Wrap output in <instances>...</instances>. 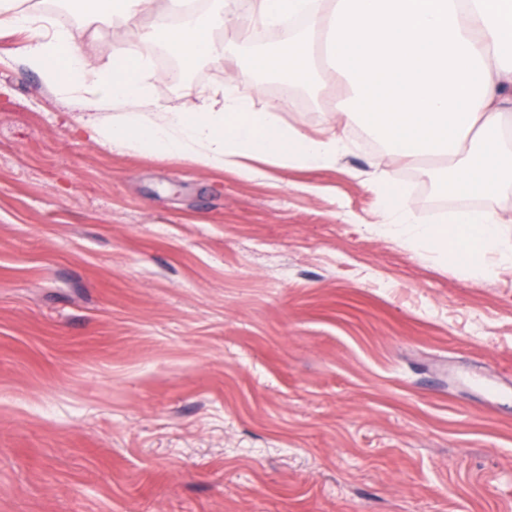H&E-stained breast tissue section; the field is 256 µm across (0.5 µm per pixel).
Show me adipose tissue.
I'll return each mask as SVG.
<instances>
[{
  "instance_id": "obj_1",
  "label": "adipose tissue",
  "mask_w": 512,
  "mask_h": 512,
  "mask_svg": "<svg viewBox=\"0 0 512 512\" xmlns=\"http://www.w3.org/2000/svg\"><path fill=\"white\" fill-rule=\"evenodd\" d=\"M258 20L275 25L306 15L315 26L288 45L253 54L230 77L221 106L157 114L145 109L141 76L147 62L137 43L117 48L110 70H97L70 35L69 13L49 31H36L26 53L61 98L92 85L93 107L113 102L124 109L111 122L88 119L92 140L128 151L187 156L203 166L231 167L250 177L253 158L284 168H330L348 150L341 131L358 125L411 164L426 157L448 162L444 186L486 202L478 212L460 211L452 231L417 225L407 195L387 171L371 183L386 195L390 233L408 245L441 254L456 233L466 255L465 277L490 278L512 266V239L504 232L512 215L497 202L512 194V0H255ZM221 13L192 14L160 35L184 66L215 52L211 29ZM333 70L347 95L327 131L310 135L280 124L269 112L250 111L260 93L259 76L313 87Z\"/></svg>"
}]
</instances>
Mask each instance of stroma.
Listing matches in <instances>:
<instances>
[{"mask_svg": "<svg viewBox=\"0 0 512 512\" xmlns=\"http://www.w3.org/2000/svg\"><path fill=\"white\" fill-rule=\"evenodd\" d=\"M224 53L173 67L119 22L73 36L99 69L137 42L144 105L189 112L292 40L224 0ZM0 33V512H512V269L455 271L385 232L473 203L352 125L330 169L252 178L84 135ZM251 109L322 133L345 95L266 77ZM371 183L384 193L388 199L386 208V229L401 237L410 246H423L431 253L448 256V230H441L433 225H413L412 212L407 195L395 186L389 173L385 170L374 173Z\"/></svg>", "mask_w": 512, "mask_h": 512, "instance_id": "1", "label": "stroma"}]
</instances>
